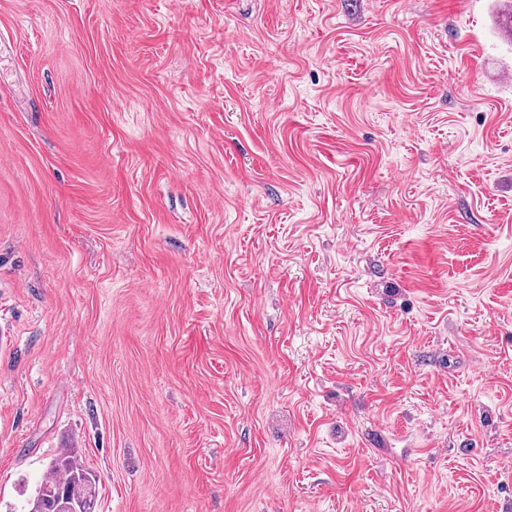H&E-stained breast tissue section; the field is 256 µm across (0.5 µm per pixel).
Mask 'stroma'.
<instances>
[{"instance_id":"1","label":"stroma","mask_w":512,"mask_h":512,"mask_svg":"<svg viewBox=\"0 0 512 512\" xmlns=\"http://www.w3.org/2000/svg\"><path fill=\"white\" fill-rule=\"evenodd\" d=\"M501 0H0V512H512ZM99 479L72 452H62L47 465L23 512H55L52 504L61 498L69 512H94Z\"/></svg>"}]
</instances>
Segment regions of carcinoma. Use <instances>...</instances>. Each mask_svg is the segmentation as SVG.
Wrapping results in <instances>:
<instances>
[{"label":"carcinoma","instance_id":"obj_1","mask_svg":"<svg viewBox=\"0 0 512 512\" xmlns=\"http://www.w3.org/2000/svg\"><path fill=\"white\" fill-rule=\"evenodd\" d=\"M97 475L84 468L72 452H62L47 465L24 512H52L61 498L69 512H95Z\"/></svg>","mask_w":512,"mask_h":512}]
</instances>
